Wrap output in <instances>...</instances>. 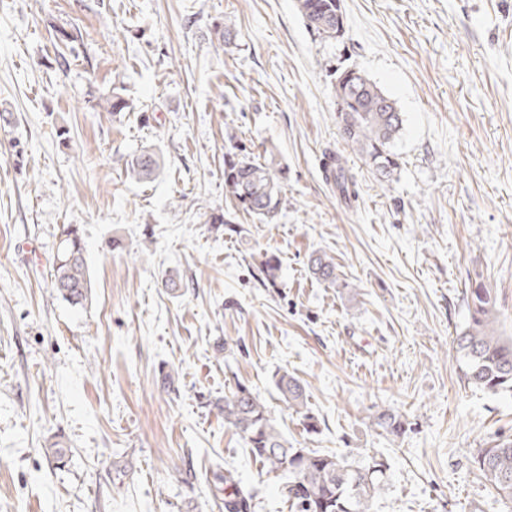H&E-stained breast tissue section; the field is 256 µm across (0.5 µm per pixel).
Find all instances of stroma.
Instances as JSON below:
<instances>
[{"instance_id":"35a3bbf8","label":"stroma","mask_w":512,"mask_h":512,"mask_svg":"<svg viewBox=\"0 0 512 512\" xmlns=\"http://www.w3.org/2000/svg\"><path fill=\"white\" fill-rule=\"evenodd\" d=\"M341 3L339 46L295 0H0V512H223L224 468L255 512H288L215 407L238 382L290 446L387 461L373 512H512L473 463L512 436V394L468 387L452 344L473 270L512 336V0ZM340 59L403 115L392 181L339 134ZM112 91L124 112L99 107ZM271 144L288 179L263 224L226 196L224 157ZM148 146L164 169L134 181L125 161ZM334 153L355 202L325 180ZM65 224L85 242L83 309L50 287ZM318 251L349 288L310 276ZM284 371L305 413L281 401ZM375 405L406 433L375 430ZM276 387L284 401L291 407L304 408L306 406V391L304 385L284 373L276 380Z\"/></svg>"}]
</instances>
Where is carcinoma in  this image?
<instances>
[{
    "instance_id": "1",
    "label": "carcinoma",
    "mask_w": 512,
    "mask_h": 512,
    "mask_svg": "<svg viewBox=\"0 0 512 512\" xmlns=\"http://www.w3.org/2000/svg\"><path fill=\"white\" fill-rule=\"evenodd\" d=\"M297 8L307 27L324 42L337 41L345 33L341 0H297ZM334 105L344 140L376 173L389 180L399 168L392 142L402 129V112L395 101L360 70L338 63L334 69ZM100 107L119 113L128 107L117 92L102 97ZM127 174L137 182L156 179L162 158L152 148H143L125 163ZM286 170L275 146L265 148L258 158L243 155L224 159V188L243 211L261 222L277 215L282 206ZM326 179L350 201L357 198L356 183L343 165V159H330ZM308 271L317 281L334 288L349 283L337 273L333 257L315 252L308 260ZM465 289L468 320L456 334L454 343L462 362V378L467 385L491 394L512 392V338L495 328V297L480 273L468 277ZM50 287L72 307L84 308L91 300V281L85 245L74 224L62 227L52 263ZM276 387L291 407L306 406L304 385L284 373ZM224 414V424L240 433L251 455L262 464L265 474L282 481V492L291 512H372L374 500L385 487V464L372 457L361 467L329 453L308 448H290L273 423L271 413L260 397L237 385L216 403ZM373 425L388 435L405 432V422L389 407L372 414ZM482 478L507 503H512V438L502 436L475 456ZM224 491V512H254L255 495L232 471L216 476Z\"/></svg>"
}]
</instances>
